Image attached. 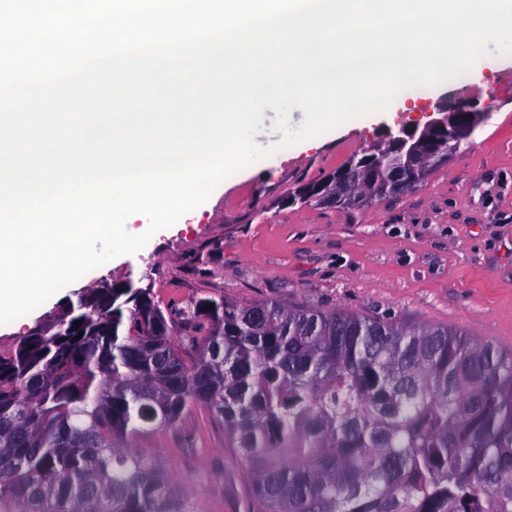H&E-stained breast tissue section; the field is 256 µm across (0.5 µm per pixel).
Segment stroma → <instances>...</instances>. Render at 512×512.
Returning <instances> with one entry per match:
<instances>
[{
    "mask_svg": "<svg viewBox=\"0 0 512 512\" xmlns=\"http://www.w3.org/2000/svg\"><path fill=\"white\" fill-rule=\"evenodd\" d=\"M469 95L493 102L490 119L409 193L350 212L283 204L299 182L333 173L397 119L415 118L455 82L427 97L401 96L356 117L313 148L264 157L227 177L193 219L156 233L136 255L88 272L17 323L0 326V350L77 293L106 283L152 286L160 305L199 294L239 302L342 309L462 329L512 355V60L487 57L468 74ZM196 493L198 512H244L251 485L236 449L205 408L180 431L141 439Z\"/></svg>",
    "mask_w": 512,
    "mask_h": 512,
    "instance_id": "stroma-1",
    "label": "stroma"
}]
</instances>
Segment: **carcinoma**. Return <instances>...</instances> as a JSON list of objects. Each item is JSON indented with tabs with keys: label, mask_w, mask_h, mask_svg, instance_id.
Returning a JSON list of instances; mask_svg holds the SVG:
<instances>
[{
	"label": "carcinoma",
	"mask_w": 512,
	"mask_h": 512,
	"mask_svg": "<svg viewBox=\"0 0 512 512\" xmlns=\"http://www.w3.org/2000/svg\"><path fill=\"white\" fill-rule=\"evenodd\" d=\"M338 171L360 190L388 174L355 156ZM328 180L288 203H369L320 196ZM199 406L243 461L246 512H512V356L280 301L162 308L131 282L82 292L0 353V512H197L137 440Z\"/></svg>",
	"instance_id": "carcinoma-1"
}]
</instances>
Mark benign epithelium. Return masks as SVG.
Segmentation results:
<instances>
[{
  "label": "benign epithelium",
  "instance_id": "1",
  "mask_svg": "<svg viewBox=\"0 0 512 512\" xmlns=\"http://www.w3.org/2000/svg\"><path fill=\"white\" fill-rule=\"evenodd\" d=\"M491 112L493 109L489 102L482 105L467 100L450 103L445 99L432 110L422 113V117L399 122L395 127L387 129L381 142L371 143L359 151L363 156L373 154L380 161L387 160L393 168V187H382L375 196L382 200L394 195L396 188L408 190L412 180L408 178L405 169H418L424 166V162L436 158L430 148L436 134H447L441 154L445 158L468 143L472 130L477 124L486 122Z\"/></svg>",
  "mask_w": 512,
  "mask_h": 512
}]
</instances>
